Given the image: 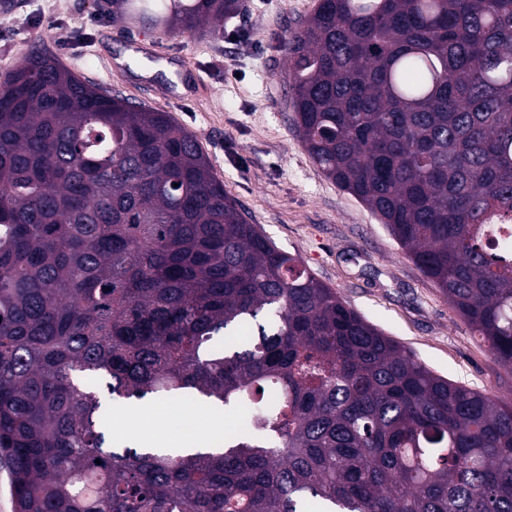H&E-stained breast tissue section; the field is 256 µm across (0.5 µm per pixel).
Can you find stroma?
I'll use <instances>...</instances> for the list:
<instances>
[{
    "instance_id": "1",
    "label": "stroma",
    "mask_w": 512,
    "mask_h": 512,
    "mask_svg": "<svg viewBox=\"0 0 512 512\" xmlns=\"http://www.w3.org/2000/svg\"><path fill=\"white\" fill-rule=\"evenodd\" d=\"M318 0H246L226 33L165 32L113 20L93 0H0V78L33 49L82 80L167 112L280 250L435 373L512 402V376L365 204L314 165L294 125L285 34ZM141 51H133V44Z\"/></svg>"
}]
</instances>
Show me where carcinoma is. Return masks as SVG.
Here are the masks:
<instances>
[{
	"mask_svg": "<svg viewBox=\"0 0 512 512\" xmlns=\"http://www.w3.org/2000/svg\"><path fill=\"white\" fill-rule=\"evenodd\" d=\"M107 2L191 33L245 11ZM284 49L313 163L511 375L512 0H319ZM100 390L240 428L216 453L118 450ZM0 463L14 512H512V403L279 250L167 113L33 50L0 80Z\"/></svg>",
	"mask_w": 512,
	"mask_h": 512,
	"instance_id": "cac0c4a2",
	"label": "carcinoma"
}]
</instances>
